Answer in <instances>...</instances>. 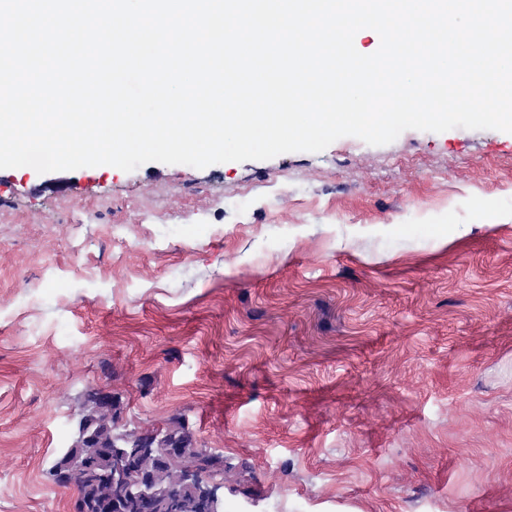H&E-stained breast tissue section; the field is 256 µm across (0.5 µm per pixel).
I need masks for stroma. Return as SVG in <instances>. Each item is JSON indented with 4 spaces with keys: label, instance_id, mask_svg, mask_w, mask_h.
I'll return each instance as SVG.
<instances>
[{
    "label": "stroma",
    "instance_id": "35a3bbf8",
    "mask_svg": "<svg viewBox=\"0 0 512 512\" xmlns=\"http://www.w3.org/2000/svg\"><path fill=\"white\" fill-rule=\"evenodd\" d=\"M91 386L222 451L225 512H512V133L0 169V512H71Z\"/></svg>",
    "mask_w": 512,
    "mask_h": 512
}]
</instances>
